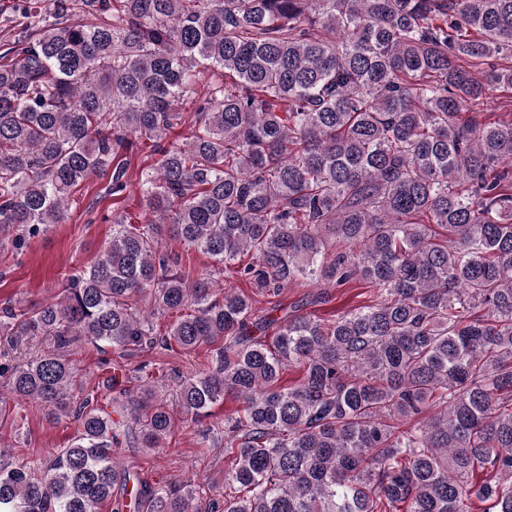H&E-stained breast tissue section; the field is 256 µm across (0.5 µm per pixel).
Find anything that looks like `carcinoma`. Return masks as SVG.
Segmentation results:
<instances>
[{"label":"carcinoma","mask_w":512,"mask_h":512,"mask_svg":"<svg viewBox=\"0 0 512 512\" xmlns=\"http://www.w3.org/2000/svg\"><path fill=\"white\" fill-rule=\"evenodd\" d=\"M24 12L0 55L5 240L65 223L93 174L121 195L137 144L159 158L141 171L152 218L112 217L56 296L0 307V382L75 426L39 476L0 454V512H194L204 494L207 512H512V117L478 120L491 92L512 95V0ZM202 79L188 123L181 105ZM165 232L251 293L209 270L188 279L159 249ZM304 280L358 281L370 300L329 322L269 316L277 305L254 316L255 297ZM151 315L172 318L165 333ZM83 343L211 347L179 402L196 421L240 404L222 430L236 494L147 486L127 469L112 449L162 448L173 414L116 374L86 390L68 358ZM293 366L302 376L282 384Z\"/></svg>","instance_id":"cac0c4a2"}]
</instances>
